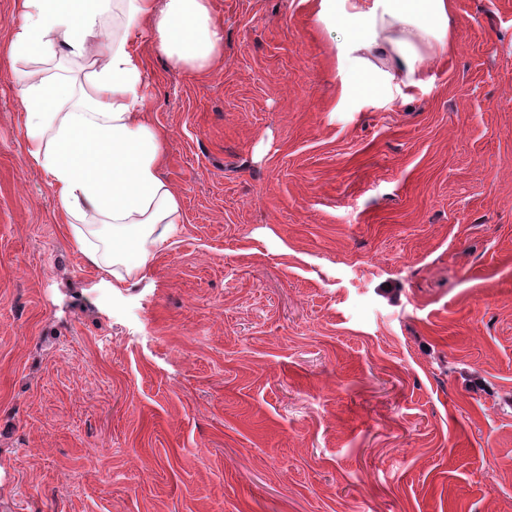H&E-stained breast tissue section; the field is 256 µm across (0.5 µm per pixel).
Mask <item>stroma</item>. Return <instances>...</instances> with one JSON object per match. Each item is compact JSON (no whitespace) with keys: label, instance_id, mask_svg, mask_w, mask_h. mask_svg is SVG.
I'll list each match as a JSON object with an SVG mask.
<instances>
[{"label":"stroma","instance_id":"stroma-1","mask_svg":"<svg viewBox=\"0 0 512 512\" xmlns=\"http://www.w3.org/2000/svg\"><path fill=\"white\" fill-rule=\"evenodd\" d=\"M339 101L309 0H211L145 93L182 199L112 290L0 65V512H512V0Z\"/></svg>","mask_w":512,"mask_h":512}]
</instances>
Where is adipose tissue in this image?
I'll return each instance as SVG.
<instances>
[{
	"label": "adipose tissue",
	"instance_id": "obj_1",
	"mask_svg": "<svg viewBox=\"0 0 512 512\" xmlns=\"http://www.w3.org/2000/svg\"><path fill=\"white\" fill-rule=\"evenodd\" d=\"M22 22L0 39L22 106L26 155L47 177L77 249L112 288L145 278L181 221L180 196L160 173L164 133L145 99L150 66L135 43L149 34L173 67L220 61L224 31L210 0H14ZM332 32L341 96L354 78L381 97L420 87L452 43V0H314ZM65 57L80 87L50 75Z\"/></svg>",
	"mask_w": 512,
	"mask_h": 512
}]
</instances>
